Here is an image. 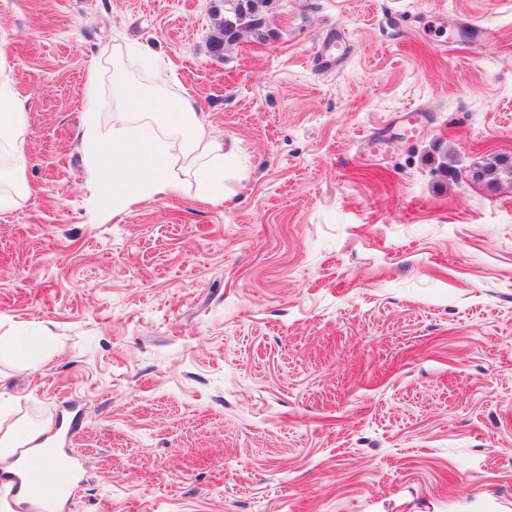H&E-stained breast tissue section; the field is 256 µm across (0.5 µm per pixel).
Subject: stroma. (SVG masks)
Listing matches in <instances>:
<instances>
[{
	"label": "stroma",
	"mask_w": 512,
	"mask_h": 512,
	"mask_svg": "<svg viewBox=\"0 0 512 512\" xmlns=\"http://www.w3.org/2000/svg\"><path fill=\"white\" fill-rule=\"evenodd\" d=\"M213 5L0 0L31 187L0 210V335L39 339L0 391L80 459L58 512H512V180L466 176L512 158V0H274L220 57ZM107 47L176 66L234 150L224 202L186 172L100 216ZM336 48V53L333 51ZM350 41L345 33L338 32L324 40L318 51V64L332 70L339 66L347 57Z\"/></svg>",
	"instance_id": "1"
}]
</instances>
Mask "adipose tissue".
<instances>
[{
	"label": "adipose tissue",
	"mask_w": 512,
	"mask_h": 512,
	"mask_svg": "<svg viewBox=\"0 0 512 512\" xmlns=\"http://www.w3.org/2000/svg\"><path fill=\"white\" fill-rule=\"evenodd\" d=\"M110 52H102L86 75V105L81 141L91 178L97 179L112 202V215L129 211L154 198H174L184 193L180 176L183 164L196 163V198L216 204L224 199V145L217 142L208 124L198 116L188 90L179 88L169 63L155 56L151 64L161 73L163 92L149 94L129 83L122 72H109ZM111 79L124 99L117 108L112 139L102 142L97 120V94L104 79ZM176 93H169V86ZM26 112L9 82L0 80V148L6 149L11 169L8 189L0 188V209L16 205L27 196L24 130ZM17 408L0 400V456L9 457L19 441L35 442L39 427L20 430Z\"/></svg>",
	"instance_id": "ef3b65f1"
}]
</instances>
